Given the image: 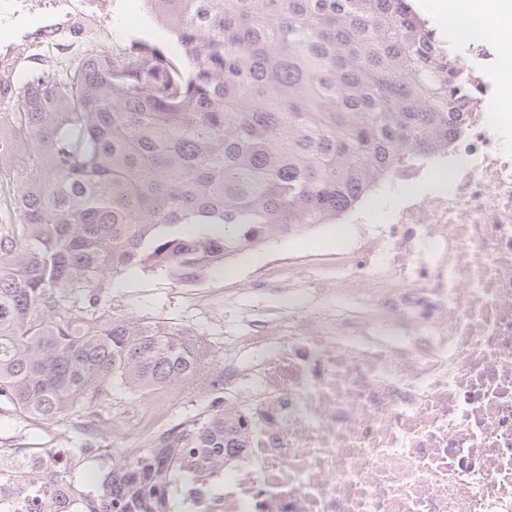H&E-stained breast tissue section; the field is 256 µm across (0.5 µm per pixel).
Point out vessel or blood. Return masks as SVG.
<instances>
[{
    "label": "vessel or blood",
    "mask_w": 512,
    "mask_h": 512,
    "mask_svg": "<svg viewBox=\"0 0 512 512\" xmlns=\"http://www.w3.org/2000/svg\"><path fill=\"white\" fill-rule=\"evenodd\" d=\"M10 0H0V97L15 93V74L23 55L33 44L53 39L61 32L74 33L78 27L75 23L66 26L47 24L38 27L35 32L22 38H15L7 26L11 17Z\"/></svg>",
    "instance_id": "vessel-or-blood-1"
}]
</instances>
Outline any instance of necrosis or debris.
Here are the masks:
<instances>
[{
    "instance_id": "4bbe7bcc",
    "label": "necrosis or debris",
    "mask_w": 512,
    "mask_h": 512,
    "mask_svg": "<svg viewBox=\"0 0 512 512\" xmlns=\"http://www.w3.org/2000/svg\"><path fill=\"white\" fill-rule=\"evenodd\" d=\"M448 46L475 110L446 189L396 219L418 281L340 283L369 316L297 311L232 340L245 445L209 512H512V43Z\"/></svg>"
}]
</instances>
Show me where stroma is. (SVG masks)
<instances>
[{
    "label": "stroma",
    "instance_id": "1",
    "mask_svg": "<svg viewBox=\"0 0 512 512\" xmlns=\"http://www.w3.org/2000/svg\"><path fill=\"white\" fill-rule=\"evenodd\" d=\"M38 7L43 22L51 23L67 14L80 17L79 37L62 36L53 45L36 48L32 72L53 74L62 61L90 50L117 56L130 46L145 43L181 62L182 50L161 23L144 9L143 0H16L18 17L29 20L31 7ZM420 189L390 179L370 198L360 203L339 223L318 225L307 231L265 243L235 256L224 267L194 284H182L160 273L138 272L107 282L99 311L117 318H133L156 324L184 336H194L207 349V362L196 380L161 395L139 396L122 385H113L97 406L98 415L90 431L53 421L28 419L0 408V448H76L85 436H93L99 447L112 451L111 458L84 461L75 468V479L92 488L102 468L120 461L126 438L136 436L155 404L168 407L171 424L205 418L222 408L224 401L210 388L211 380L224 369V345L247 333L258 318H287L289 304L309 309L330 307L360 314L364 299L309 293L289 297V289L312 279L335 287L356 276L360 265L352 255L321 260L332 246L355 244L367 235L372 224L390 223L392 206L401 198L419 194ZM317 255V262L292 271V257Z\"/></svg>",
    "mask_w": 512,
    "mask_h": 512
}]
</instances>
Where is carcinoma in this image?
Returning a JSON list of instances; mask_svg holds the SVG:
<instances>
[{"mask_svg":"<svg viewBox=\"0 0 512 512\" xmlns=\"http://www.w3.org/2000/svg\"><path fill=\"white\" fill-rule=\"evenodd\" d=\"M187 70L148 44L91 51L0 99V404L58 420L118 381L186 385L206 351L133 319L88 317L135 271L199 282L243 252L336 224L466 119L456 58L408 0H144ZM243 432L220 410L103 474L88 440L0 449L16 512H170ZM192 476L187 489L176 476Z\"/></svg>","mask_w":512,"mask_h":512,"instance_id":"obj_1","label":"carcinoma"}]
</instances>
